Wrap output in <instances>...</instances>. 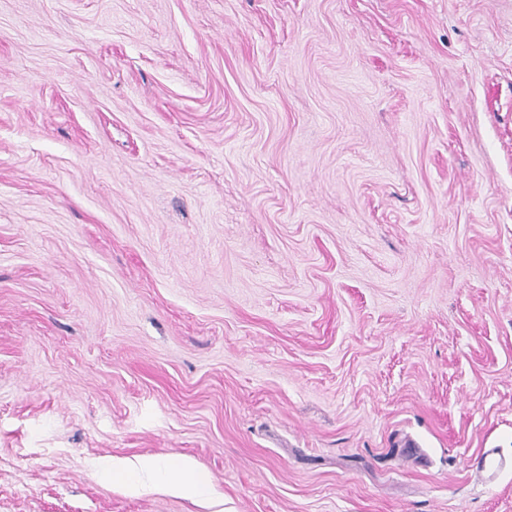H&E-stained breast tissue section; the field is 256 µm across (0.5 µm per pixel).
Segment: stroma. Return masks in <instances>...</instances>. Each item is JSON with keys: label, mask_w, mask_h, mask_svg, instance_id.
Wrapping results in <instances>:
<instances>
[{"label": "stroma", "mask_w": 512, "mask_h": 512, "mask_svg": "<svg viewBox=\"0 0 512 512\" xmlns=\"http://www.w3.org/2000/svg\"><path fill=\"white\" fill-rule=\"evenodd\" d=\"M483 448L512 0H0V512H512ZM506 466V461L501 456H497L495 449H484L471 460V467L486 472L491 483L497 480ZM112 472L113 478H124L132 488L140 490L155 489L198 499L215 494L214 485L184 460L141 456L129 464L112 462Z\"/></svg>", "instance_id": "stroma-1"}]
</instances>
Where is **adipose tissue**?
<instances>
[{"label": "adipose tissue", "instance_id": "adipose-tissue-1", "mask_svg": "<svg viewBox=\"0 0 512 512\" xmlns=\"http://www.w3.org/2000/svg\"><path fill=\"white\" fill-rule=\"evenodd\" d=\"M112 472L140 490L155 489L198 499L215 493L213 484L184 460L142 456L128 464H113Z\"/></svg>", "mask_w": 512, "mask_h": 512}]
</instances>
